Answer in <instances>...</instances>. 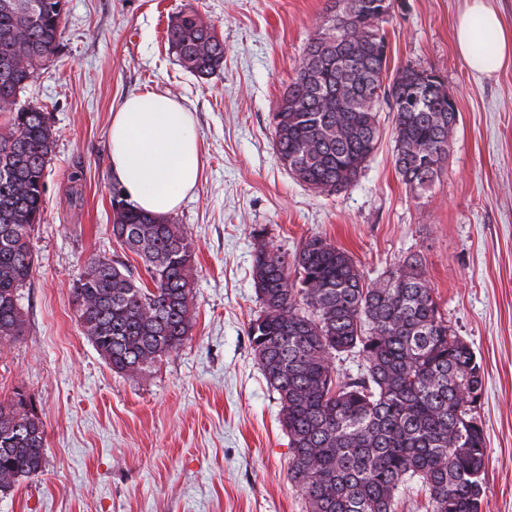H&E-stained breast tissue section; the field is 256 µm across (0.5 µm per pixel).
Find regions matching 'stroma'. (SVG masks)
Listing matches in <instances>:
<instances>
[{"mask_svg":"<svg viewBox=\"0 0 512 512\" xmlns=\"http://www.w3.org/2000/svg\"><path fill=\"white\" fill-rule=\"evenodd\" d=\"M466 4L396 0L384 25L389 71H435L456 103L441 173L405 187L386 112L357 180L328 195L289 175L269 114L331 0H68L57 54L28 90L56 138L30 237L35 271L19 297L26 331L0 349V400L18 386L34 397L44 463L0 494V512H306L247 325L259 309L258 243L292 253L314 235L368 281L423 257L441 312L484 374L482 512H512V62L471 73L454 41ZM187 7L224 37V68L207 78L168 52V18ZM149 90L189 108L201 147L200 179L174 214L195 252V316L180 349L132 378L84 335L70 288L94 255L141 268L111 235L109 134L122 100Z\"/></svg>","mask_w":512,"mask_h":512,"instance_id":"stroma-1","label":"stroma"}]
</instances>
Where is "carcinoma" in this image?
<instances>
[{
  "label": "carcinoma",
  "mask_w": 512,
  "mask_h": 512,
  "mask_svg": "<svg viewBox=\"0 0 512 512\" xmlns=\"http://www.w3.org/2000/svg\"><path fill=\"white\" fill-rule=\"evenodd\" d=\"M68 0H0V345L25 333L19 290L31 280L29 239L41 222L45 169L54 148L48 113L21 103L59 47ZM392 0H335L339 68L316 34L271 113L279 158L294 179L340 193L359 176L380 138V110L394 113L395 169L410 189L428 186L448 158L457 107L443 83L407 66L387 79L383 23ZM169 50L188 72L224 68V38L196 12L172 16ZM112 239L138 257L94 255L70 288L84 335L112 368L137 375L189 339L194 250L183 225L134 209L112 187ZM252 279L260 311L247 335L279 396L291 451L289 476L307 512H395L419 482L430 512H481L486 439L476 415L483 375L474 350L448 327L421 258L368 283L353 258L318 235L288 255L260 244ZM363 354L366 373L340 379L336 356ZM14 388L0 401V476L42 471L45 431Z\"/></svg>",
  "instance_id": "carcinoma-1"
}]
</instances>
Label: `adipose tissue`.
Returning <instances> with one entry per match:
<instances>
[{
	"label": "adipose tissue",
	"mask_w": 512,
	"mask_h": 512,
	"mask_svg": "<svg viewBox=\"0 0 512 512\" xmlns=\"http://www.w3.org/2000/svg\"><path fill=\"white\" fill-rule=\"evenodd\" d=\"M458 55L479 74L512 61V30L488 0H467L455 28ZM112 173L127 200L144 213H173L196 185L201 157L191 112L177 99L148 91L128 96L112 114Z\"/></svg>",
	"instance_id": "obj_1"
}]
</instances>
